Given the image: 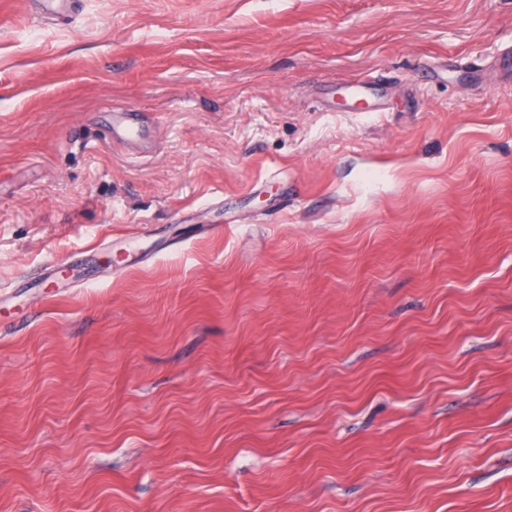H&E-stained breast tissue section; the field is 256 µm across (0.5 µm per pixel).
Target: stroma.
Returning a JSON list of instances; mask_svg holds the SVG:
<instances>
[{
	"label": "stroma",
	"instance_id": "obj_1",
	"mask_svg": "<svg viewBox=\"0 0 512 512\" xmlns=\"http://www.w3.org/2000/svg\"><path fill=\"white\" fill-rule=\"evenodd\" d=\"M70 2L0 0V512H512V0Z\"/></svg>",
	"mask_w": 512,
	"mask_h": 512
}]
</instances>
